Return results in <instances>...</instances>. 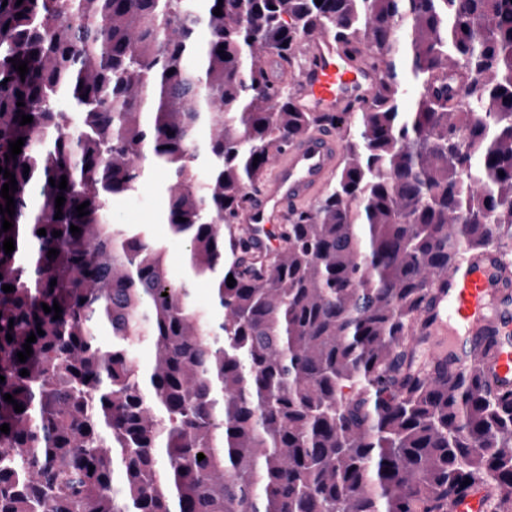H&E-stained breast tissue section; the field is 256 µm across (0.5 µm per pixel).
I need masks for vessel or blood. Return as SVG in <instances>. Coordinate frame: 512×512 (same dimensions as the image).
Masks as SVG:
<instances>
[{
  "label": "vessel or blood",
  "mask_w": 512,
  "mask_h": 512,
  "mask_svg": "<svg viewBox=\"0 0 512 512\" xmlns=\"http://www.w3.org/2000/svg\"><path fill=\"white\" fill-rule=\"evenodd\" d=\"M305 62L297 78V103L305 112H345L368 98L378 75L361 62L349 59L337 40L314 35L304 50ZM340 145L335 132L314 131L293 142L284 158L251 194L239 222L251 236L257 252L268 251L282 224L288 223L297 204L321 189L335 171ZM438 321L431 333L446 335L447 321H455L462 335L433 355L452 351L457 369L474 365L475 337L494 333L500 338L495 359L485 369L499 384L512 383V297L498 276L495 255L475 253L435 277Z\"/></svg>",
  "instance_id": "obj_1"
}]
</instances>
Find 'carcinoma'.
I'll return each mask as SVG.
<instances>
[{
  "mask_svg": "<svg viewBox=\"0 0 512 512\" xmlns=\"http://www.w3.org/2000/svg\"><path fill=\"white\" fill-rule=\"evenodd\" d=\"M16 2L0 0V167L18 187L0 214V512H449L475 487L512 512V387L422 353L435 276L497 248L512 278V0ZM315 32L380 70L352 112H303L267 72ZM327 127L340 170L255 254L242 205ZM155 168L180 281L151 225L114 215Z\"/></svg>",
  "mask_w": 512,
  "mask_h": 512,
  "instance_id": "obj_1",
  "label": "carcinoma"
}]
</instances>
